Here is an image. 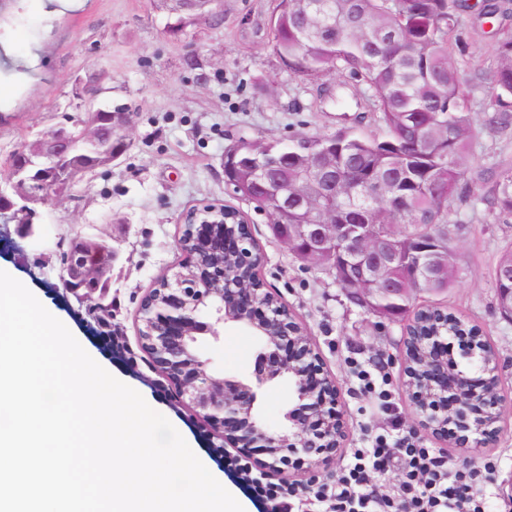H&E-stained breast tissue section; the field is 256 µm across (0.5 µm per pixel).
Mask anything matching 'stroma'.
<instances>
[{
	"mask_svg": "<svg viewBox=\"0 0 512 512\" xmlns=\"http://www.w3.org/2000/svg\"><path fill=\"white\" fill-rule=\"evenodd\" d=\"M274 6V0H224L221 20L192 24L185 35L173 38L167 26L176 17L161 0H81L78 8L60 12L45 31L37 30L32 17L19 15L20 0H0V23L17 29L19 38L34 35L37 57L26 70V92L0 115V187L10 181L6 158L18 135L35 140L64 117L81 113L74 95L77 78L96 74L103 88L98 106L123 105L135 114L126 132L127 153L88 176L73 197L41 207L35 237H20L15 223L0 219V267L79 336L92 358L137 388L198 458L223 477L245 512H267L225 467L218 450L221 438L179 402L138 336L142 296L181 259L182 215L204 204L236 210L262 252L261 279L315 345L324 371L338 385L348 423L344 451L335 461L312 476L283 473L281 481L298 486L333 481L352 462L355 449L370 447L378 436L392 442L409 433L418 445L439 449L457 463L480 470L495 462L492 477L476 481L475 495L489 503L491 512H512L500 491L512 475V320L497 310L491 276L500 251L512 243V221L496 219L475 199L452 203L448 221L462 226L455 243L464 271L448 293L421 298L480 326L499 362L503 402L496 441L482 448L445 447L419 426L402 385L403 320L368 312L353 300L351 289L298 259L273 235L271 215L240 199L224 179V153L242 137L285 139L342 127L376 131L363 106L364 85L333 72L318 83H306L280 63L267 25ZM488 102L484 84L470 87L479 136L470 150L469 177L478 191L499 164L512 159V128L488 124ZM77 234L107 241L115 249L107 295L114 314L111 328L80 311L59 281L62 245ZM256 348L249 330L228 324L219 342L205 343L204 352L217 371L244 378ZM364 373L375 392L363 390Z\"/></svg>",
	"mask_w": 512,
	"mask_h": 512,
	"instance_id": "1",
	"label": "stroma"
}]
</instances>
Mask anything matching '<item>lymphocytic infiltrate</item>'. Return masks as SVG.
<instances>
[{"label": "lymphocytic infiltrate", "mask_w": 512, "mask_h": 512, "mask_svg": "<svg viewBox=\"0 0 512 512\" xmlns=\"http://www.w3.org/2000/svg\"><path fill=\"white\" fill-rule=\"evenodd\" d=\"M396 465L402 471L400 501L368 492L371 474H386ZM235 466L243 478L252 479L254 491L272 512H301L303 506L315 503L325 512H485L473 494L476 471L449 464L434 449L415 445L409 434L395 446L376 439L372 447L357 449L354 464L334 481L304 489L253 478L250 461L239 459Z\"/></svg>", "instance_id": "lymphocytic-infiltrate-1"}]
</instances>
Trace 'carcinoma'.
Wrapping results in <instances>:
<instances>
[{"mask_svg": "<svg viewBox=\"0 0 512 512\" xmlns=\"http://www.w3.org/2000/svg\"><path fill=\"white\" fill-rule=\"evenodd\" d=\"M467 0H276L269 18L273 50L288 71L308 83L335 70L366 86L368 111L379 133L365 135L341 128L325 135L299 134L253 147L239 139L224 153V177L235 194L261 203L277 224H364L383 231L393 243L396 262L386 276L403 291L387 296L373 280L365 295L366 310L392 319L406 314L421 294L452 288L462 273L448 225V206L472 194L466 179L470 146L477 136L465 79L458 59V30ZM512 0H485L480 21L495 20V62H469L472 78L488 84L494 112L490 122L512 120ZM336 172L338 190L331 194L314 177L321 163ZM272 179L298 186L306 193L303 206H288L265 197L262 187ZM393 181L384 193L364 195L358 185ZM498 217L512 220V164L500 166L483 192ZM426 233L435 243V265L426 277L411 268L412 236ZM336 256L322 267L342 288L352 284ZM512 266V244L498 257L492 276L495 287L512 284L499 272Z\"/></svg>", "mask_w": 512, "mask_h": 512, "instance_id": "carcinoma-1", "label": "carcinoma"}]
</instances>
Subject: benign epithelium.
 Returning <instances> with one entry per match:
<instances>
[{
  "label": "benign epithelium",
  "instance_id": "benign-epithelium-1",
  "mask_svg": "<svg viewBox=\"0 0 512 512\" xmlns=\"http://www.w3.org/2000/svg\"><path fill=\"white\" fill-rule=\"evenodd\" d=\"M173 11H192L193 21L221 15L224 0H172ZM101 88L94 77L81 78L75 95L84 103V116L65 122L29 144L24 156L11 165L12 200L3 212L17 218L22 237L34 234L31 218L46 204L44 187H53V199H64L91 170L71 163L90 150L98 166L108 168L124 154L112 146L113 134L132 125L134 113L118 106L110 112L95 106ZM234 215L211 204L189 210L183 217V255L178 270L157 280L143 296L138 309L140 342L159 373L177 388L181 402L189 405L224 443L256 458L264 473L310 472L343 452L346 419L336 381L326 374L318 353L300 332L292 312L280 304L273 308L252 300L256 289L247 288L234 270L224 266V250L231 251L242 267L256 266L254 240L246 224H230ZM362 224H297L288 244L299 242L296 252L318 257L332 252L336 242L346 245L351 257L348 277L356 283L380 273L394 261L391 241L367 238ZM87 245L78 237L62 268L61 282L78 305L98 287L105 273L85 258ZM232 322L257 337L258 350L250 377L224 376L203 356L207 339L219 340L221 328ZM411 327L404 336L403 386L417 409L418 423L438 440L459 448L484 447L500 428L499 391L490 394L480 382L448 371V337L456 338L463 354H476L498 362L485 340L475 344L464 332L448 330V321L437 324L411 346ZM288 382L291 402L284 413L283 429L268 426L259 413L258 390Z\"/></svg>",
  "mask_w": 512,
  "mask_h": 512
}]
</instances>
